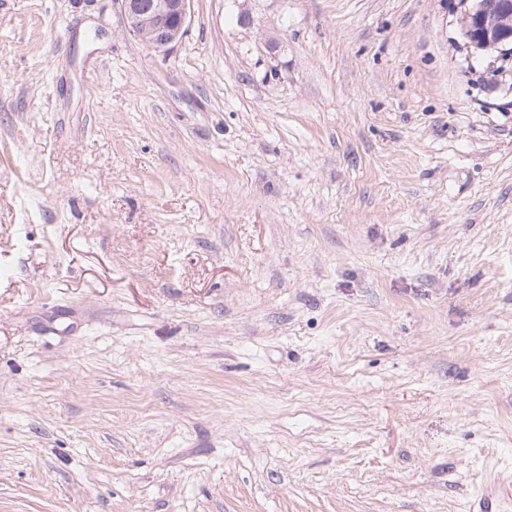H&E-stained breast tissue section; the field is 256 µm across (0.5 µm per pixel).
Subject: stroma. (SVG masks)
I'll list each match as a JSON object with an SVG mask.
<instances>
[{"mask_svg": "<svg viewBox=\"0 0 512 512\" xmlns=\"http://www.w3.org/2000/svg\"><path fill=\"white\" fill-rule=\"evenodd\" d=\"M461 0H0V512H464L512 468V56ZM125 30L154 51H164L184 35L191 0H119Z\"/></svg>", "mask_w": 512, "mask_h": 512, "instance_id": "stroma-1", "label": "stroma"}]
</instances>
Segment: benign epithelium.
I'll return each mask as SVG.
<instances>
[{
    "mask_svg": "<svg viewBox=\"0 0 512 512\" xmlns=\"http://www.w3.org/2000/svg\"><path fill=\"white\" fill-rule=\"evenodd\" d=\"M125 18V30L154 51H164L184 35L190 15L191 0H120ZM477 31L480 38L469 46L480 50L492 43L505 41L503 37L489 36V17L475 6Z\"/></svg>",
    "mask_w": 512,
    "mask_h": 512,
    "instance_id": "1",
    "label": "benign epithelium"
}]
</instances>
